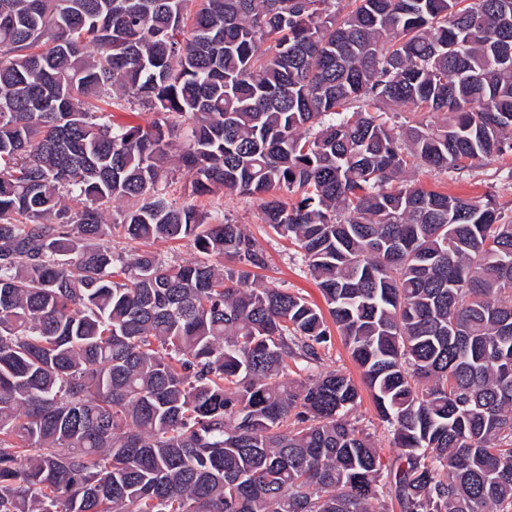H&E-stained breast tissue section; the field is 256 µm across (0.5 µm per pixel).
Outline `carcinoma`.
I'll use <instances>...</instances> for the list:
<instances>
[{
    "instance_id": "1",
    "label": "carcinoma",
    "mask_w": 512,
    "mask_h": 512,
    "mask_svg": "<svg viewBox=\"0 0 512 512\" xmlns=\"http://www.w3.org/2000/svg\"><path fill=\"white\" fill-rule=\"evenodd\" d=\"M352 2L0 0V512H512V215L404 179L512 154V0ZM194 200L205 205L211 212H221L233 219L236 224L244 225L253 234L266 254V268L259 270L266 284L288 288L301 294L308 302L326 310L320 291L307 274L300 252L262 222L261 211L254 199L223 191L215 196ZM112 248L118 252H130L137 249L152 250L164 260L171 263L204 259L187 241L156 243L151 246H144L126 239L120 229L114 231L112 236ZM320 370H341L357 383L361 390L362 399L351 412L350 419L357 421L359 425L366 429V432L372 437L382 461L387 463L396 451L392 443V436L389 434L386 424L381 421L371 395L362 384L361 372L358 366L352 360L335 330L332 336V347Z\"/></svg>"
}]
</instances>
